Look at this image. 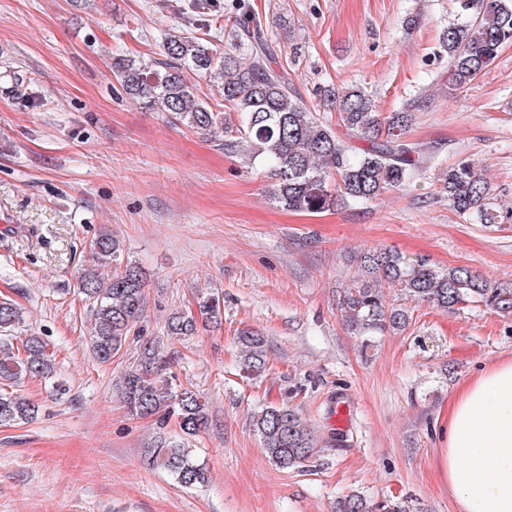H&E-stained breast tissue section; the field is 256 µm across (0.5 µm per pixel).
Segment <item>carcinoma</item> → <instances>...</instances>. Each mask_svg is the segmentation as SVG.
Instances as JSON below:
<instances>
[{
    "label": "carcinoma",
    "instance_id": "obj_1",
    "mask_svg": "<svg viewBox=\"0 0 512 512\" xmlns=\"http://www.w3.org/2000/svg\"><path fill=\"white\" fill-rule=\"evenodd\" d=\"M228 36L222 45L209 32L176 30L166 34L163 58L149 69L125 55L112 56V74L123 93L141 108L168 114L169 121L211 138L224 137V151L246 168L261 169L270 179V200L284 208L309 213L340 203L366 204L405 186L435 160L430 147L406 138L414 101L400 112L376 109L372 96L359 87L320 91L308 104L297 92L288 69L272 50L266 22L251 0H236ZM441 47L448 57L452 83L462 88L482 75L501 49L512 44V0H455V15L444 28ZM223 79V100L210 103L199 94L195 78ZM336 112L331 120L321 110ZM442 196L457 213L479 224H501L504 216L478 165L464 160L438 178ZM91 264L83 269L78 288L92 301L94 327L89 348L100 364L109 363L126 344L145 304L142 270L123 262L119 240L101 233L90 245ZM355 274L338 292L341 320L360 338L362 351L374 347L373 337L409 325L411 311L386 299L385 289L398 287L404 299L455 312L477 303L512 317V284L491 283L465 266L440 269L428 260L412 259L383 248L360 250L353 256ZM112 265L102 276L101 264ZM201 314L222 319L224 302L215 294L198 302ZM22 321L20 309L0 302V425L35 418L39 406L3 391L27 380H52L56 357L40 336L15 345L10 334ZM193 316L178 314L167 321L166 335L191 336ZM238 343L243 369L261 373L266 367L265 339L244 329ZM170 362L155 341H146L125 371L121 395L128 415L151 416L160 428L176 416L183 435L195 436L208 424L207 407L194 391L177 388ZM252 427L267 458L282 469L309 468L320 449L315 432L296 407L266 405L254 413ZM152 465L165 468L184 488L202 487L206 470L193 449L158 433L144 450ZM331 512H407L396 503L376 502L359 492L336 499Z\"/></svg>",
    "mask_w": 512,
    "mask_h": 512
}]
</instances>
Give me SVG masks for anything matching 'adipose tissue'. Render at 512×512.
<instances>
[{"label":"adipose tissue","instance_id":"adipose-tissue-1","mask_svg":"<svg viewBox=\"0 0 512 512\" xmlns=\"http://www.w3.org/2000/svg\"><path fill=\"white\" fill-rule=\"evenodd\" d=\"M437 469L460 512H512V360L464 385Z\"/></svg>","mask_w":512,"mask_h":512}]
</instances>
